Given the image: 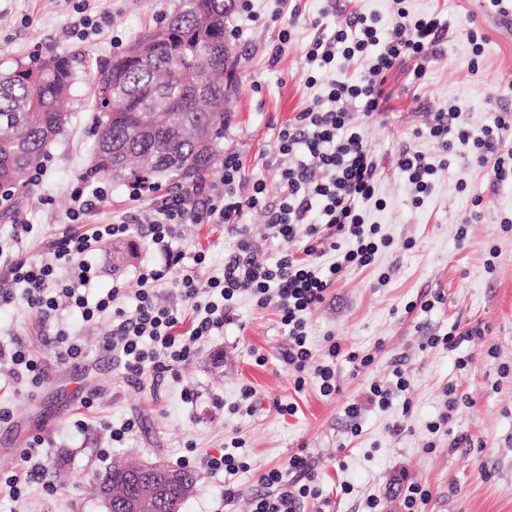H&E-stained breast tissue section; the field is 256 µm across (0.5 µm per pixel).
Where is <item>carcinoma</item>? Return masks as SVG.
<instances>
[{"label":"carcinoma","instance_id":"1","mask_svg":"<svg viewBox=\"0 0 512 512\" xmlns=\"http://www.w3.org/2000/svg\"><path fill=\"white\" fill-rule=\"evenodd\" d=\"M227 0H181L164 25L145 32V56H116L92 73L98 105L96 147L87 176L100 180H200L214 168L230 114L224 111ZM75 80L71 61L56 56L38 66L14 60L0 68V188L20 189L61 135L69 113L61 108ZM112 512L130 490L112 479ZM147 468L176 476L152 512L194 488L197 476L160 463Z\"/></svg>","mask_w":512,"mask_h":512}]
</instances>
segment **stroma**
Masks as SVG:
<instances>
[{"instance_id":"1","label":"stroma","mask_w":512,"mask_h":512,"mask_svg":"<svg viewBox=\"0 0 512 512\" xmlns=\"http://www.w3.org/2000/svg\"><path fill=\"white\" fill-rule=\"evenodd\" d=\"M178 0H0V62H30L55 55L72 59L76 81L66 106L65 131L48 147L38 184L26 186L0 212L20 214L34 224L33 237L19 251L38 257L41 241L61 236L69 227V191L84 178L92 159L96 102L88 75L123 52L144 31L169 15ZM253 11L234 9L227 24L237 27L231 42L238 56L232 117L224 133V153L237 154L245 172L241 191L253 180L266 184L267 200L277 203L283 187L271 145L278 131L313 101L305 75V52L317 36L331 35L344 24L326 12L324 0H252ZM416 14L437 12L451 20L442 57L414 78L415 61L388 76L387 108L372 119L370 142L379 171L381 208L370 211L388 244L372 263L343 273L324 302L309 317V342L322 353L326 337L343 349L374 354V361L354 369L338 360L340 390L323 396L314 379L296 389L281 354L288 341L275 308L258 309L246 296L236 301L235 320L216 332L195 358L179 367L178 378L156 383L124 382L118 363L98 362L88 372L57 359L55 336L67 328L88 354H96L110 330L108 322L89 326L75 310L57 312L48 321L28 313L21 287L11 304L0 306V346L23 343L40 360L46 380L36 392L0 375V407L12 415L0 424V473H26L23 500L0 490V512H106L92 484L116 459L159 461L176 466L188 458L198 482L181 512H251L257 479L282 468L299 448H307L315 471L317 497L303 512H367L378 497L380 512H403L401 489L417 482L430 491L423 512H512V182H491L484 168L463 151L449 155L430 195L412 205L413 188L398 168L402 149L432 151L420 133L435 112L458 105L469 128L512 112V14L487 11L483 0H350L357 12L390 20L398 7ZM472 16L484 34L474 53L457 18ZM292 38L280 44L281 23ZM143 203L129 199L125 184H114L105 203L90 216L93 224L126 222L127 241L137 258L115 263L111 244L95 261L101 268L96 293L113 282L135 291L139 269L153 264L157 252L138 224ZM472 216L463 224L464 216ZM0 219V240L11 233ZM235 236L220 224H185L177 241L187 254L207 253L201 277L220 273ZM441 296L427 312L422 299ZM486 326L483 337L454 352L433 347L429 337L452 325ZM264 355L257 365L256 355ZM468 361L458 368V358ZM410 380L391 406L365 407L359 417L345 413L372 383L394 382V370ZM255 392L257 410L234 412L244 387ZM460 402L449 408L447 388ZM97 391L92 407L82 394ZM293 403L295 414L278 411ZM450 413L446 429L429 433L427 425ZM136 421L134 433L110 445L106 426ZM44 440L31 460L22 451L33 436ZM241 441L238 453L248 471L214 473L203 465L211 454ZM57 492L46 496L43 483ZM238 491L225 502V485Z\"/></svg>"}]
</instances>
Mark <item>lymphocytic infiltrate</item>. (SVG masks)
<instances>
[{"label": "lymphocytic infiltrate", "instance_id": "obj_1", "mask_svg": "<svg viewBox=\"0 0 512 512\" xmlns=\"http://www.w3.org/2000/svg\"><path fill=\"white\" fill-rule=\"evenodd\" d=\"M328 11L348 13L346 25L329 37L312 39L306 52L316 74L308 85L323 82L326 93L299 112L294 123L280 129L275 151L283 162L280 178L284 193L275 206H268L262 182L250 194L239 190L242 165L236 154L224 158L217 179L199 181L162 196L152 186L132 182L130 199L146 202L142 230L158 250L159 264L143 268L137 277L134 311H127L123 284H115L105 295L89 300L99 268L93 263L103 243L122 238L129 230L123 222L96 225L92 231L76 232L77 224L106 200L102 183L81 180L70 194L68 218L73 225L61 237L46 240L41 259L33 260L0 245V303L13 300V286H22L28 308L49 317L61 308L79 309L85 323L109 319L112 329L100 344L102 353L116 358L127 380L145 375L161 378L177 375L199 345L213 331L222 329L235 316L238 296L251 295L257 307L275 306L288 337L282 359L295 376L296 387L314 378L322 395L338 390L336 362L346 358L359 367L368 366L373 354L343 351L330 342L322 357H315L308 343L309 315L325 300L327 290L345 269L369 265L386 240L380 227L367 217V206L375 194L376 167L364 127L355 125L350 104L360 103L365 117L381 111L388 100V74L409 59L417 60L414 77H422L435 49L448 30L439 14L413 15L398 9L388 34H381L377 17L347 12L345 0H325ZM365 65L359 80L337 79V65ZM512 130V113L498 115L493 124L471 131L456 106L436 113L426 131L438 152L429 155L403 149L399 167L414 185L415 204H422L433 186V177L454 145H462L471 158L487 168L497 182L512 179V149L504 147ZM263 211L275 237L301 239V255H282L269 262L261 246L248 236L243 222L247 213ZM184 224H221L238 237L235 250L224 258L220 276L200 279L196 268L206 260L204 251L194 257L174 248ZM171 288L178 302L158 301L160 287ZM190 307L192 320L182 309ZM0 364L11 379L38 389L44 382L39 361L22 345L0 347ZM313 467L307 449L288 459L286 468H272L259 477L260 491L252 512H300L305 498L315 496Z\"/></svg>", "mask_w": 512, "mask_h": 512}]
</instances>
